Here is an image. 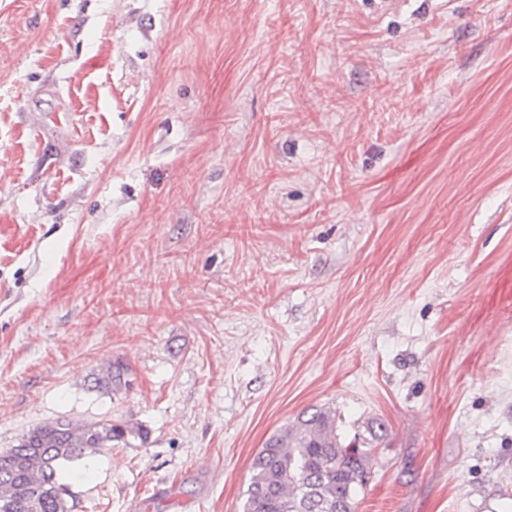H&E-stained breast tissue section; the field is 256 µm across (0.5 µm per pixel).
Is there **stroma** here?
<instances>
[{
  "label": "stroma",
  "mask_w": 512,
  "mask_h": 512,
  "mask_svg": "<svg viewBox=\"0 0 512 512\" xmlns=\"http://www.w3.org/2000/svg\"><path fill=\"white\" fill-rule=\"evenodd\" d=\"M378 3L0 0V452L144 432L72 512H242L312 408L356 512H512V0ZM127 373V368L120 362H110L100 373L94 378L95 388L104 392H112L113 388H118L124 381V376Z\"/></svg>",
  "instance_id": "stroma-1"
}]
</instances>
